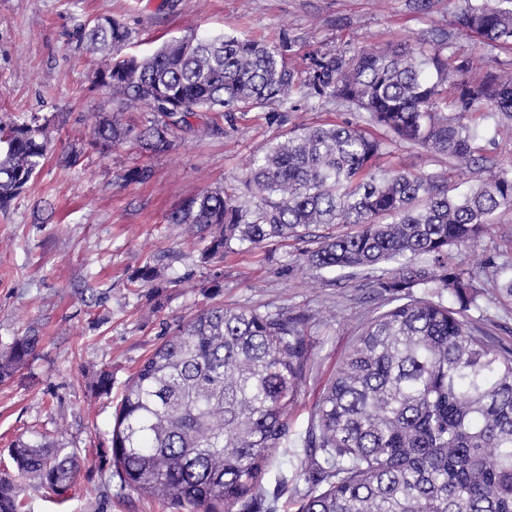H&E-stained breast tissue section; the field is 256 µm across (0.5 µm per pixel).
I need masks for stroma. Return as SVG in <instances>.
<instances>
[{"instance_id": "obj_1", "label": "stroma", "mask_w": 512, "mask_h": 512, "mask_svg": "<svg viewBox=\"0 0 512 512\" xmlns=\"http://www.w3.org/2000/svg\"><path fill=\"white\" fill-rule=\"evenodd\" d=\"M474 0H434L417 10L414 0H0V122L38 114L48 121L51 158L29 191L0 211V353L18 336L39 338L36 353L0 382V477L24 504V512H182L171 504L121 486L114 474L111 438L115 409L138 365L175 327L199 310L221 304L259 311L304 312L311 366L298 395L291 431L303 435L311 412L344 355L383 299L365 273L344 278L300 264L302 242L271 243L202 264L200 244L188 229L168 224L184 200L221 187L237 196L251 156L289 131L345 121L369 129L365 113L339 102L290 95L288 120L269 123L264 113H219L205 135L178 133L166 150L140 151L133 143L101 150L91 147L100 113H117L124 123L143 127L154 114L126 106L98 85L101 55L68 39L76 26L101 16L116 18L135 33L123 54H143L162 42L195 31L231 33L293 44L287 63L304 72L308 53L354 52L400 41H427L448 34V53L471 59L469 77L487 71L512 72V49L474 37L459 24ZM487 106L469 112L478 126L484 157L512 160V142L497 136ZM82 152L79 165L65 169L56 159ZM383 170L447 178L472 186L483 171L443 154L404 143L386 147ZM146 168L142 183L125 174ZM512 210L496 215L495 226L457 255L473 268L512 258ZM162 267L166 286L141 288L132 277L138 262ZM219 277V288L209 285ZM472 321L484 333L512 347V301L491 288L479 291ZM112 374V391L99 393L97 373ZM47 437L75 454L80 469L66 501L22 478L8 450L17 440ZM276 465L263 480L277 495V512H297L295 451L278 448Z\"/></svg>"}]
</instances>
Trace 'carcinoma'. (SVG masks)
Segmentation results:
<instances>
[{
  "instance_id": "obj_1",
  "label": "carcinoma",
  "mask_w": 512,
  "mask_h": 512,
  "mask_svg": "<svg viewBox=\"0 0 512 512\" xmlns=\"http://www.w3.org/2000/svg\"><path fill=\"white\" fill-rule=\"evenodd\" d=\"M460 25L512 44V8L493 0H477ZM74 36L106 58L99 84L121 104L156 114L140 129L101 117L95 146L132 141L161 151L181 131L212 129L193 123L201 112L230 120L263 111L288 103L295 86L286 36L267 44L193 33L139 56L118 55L133 31L112 17ZM447 49L441 33L428 48L308 55L305 97L354 106L384 138L350 123L294 130L253 156L249 203L209 190L167 217L204 243V264L311 239L316 247L303 251L302 263L312 269L382 270L372 287L387 309L358 333L300 438L298 512H512V349L472 327L475 274L453 254L491 230L499 210L512 209V162L491 165L481 184L453 194L432 176L375 169L393 142L477 163L481 132L465 116L484 104L496 131L512 140V75L463 79L470 61L450 66ZM49 146L36 115L0 125V210L29 189ZM135 282L163 287L148 261ZM486 284L512 299V260L497 264ZM306 322L303 314L221 305L179 325L140 363L116 409L112 463L120 482L192 512H276L263 479L273 449L292 436L290 413L311 361ZM38 342L15 338L0 358V380ZM10 457L62 500L73 487L79 460L61 448L19 440ZM21 508L0 485V512Z\"/></svg>"
}]
</instances>
